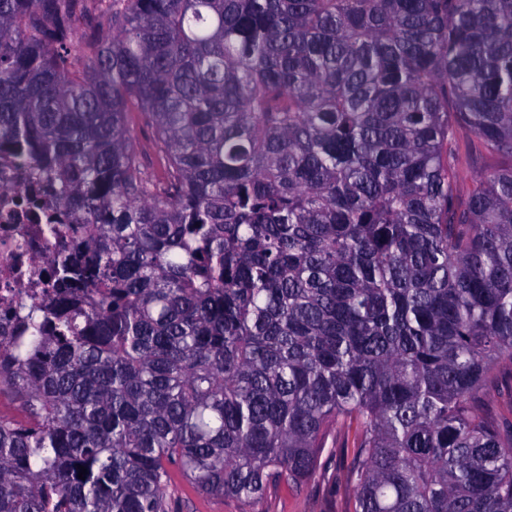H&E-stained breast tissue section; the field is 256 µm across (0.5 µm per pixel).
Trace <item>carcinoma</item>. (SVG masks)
<instances>
[{
	"mask_svg": "<svg viewBox=\"0 0 512 512\" xmlns=\"http://www.w3.org/2000/svg\"><path fill=\"white\" fill-rule=\"evenodd\" d=\"M0 155L75 234L0 343V512L257 500L333 425L351 512H512V0H0ZM496 373L499 377V388L493 389L487 394L485 404L496 412L503 423L507 425L512 421V414L506 406L511 381L510 368L500 365L496 368Z\"/></svg>",
	"mask_w": 512,
	"mask_h": 512,
	"instance_id": "carcinoma-1",
	"label": "carcinoma"
}]
</instances>
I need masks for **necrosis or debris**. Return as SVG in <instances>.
<instances>
[{
  "mask_svg": "<svg viewBox=\"0 0 512 512\" xmlns=\"http://www.w3.org/2000/svg\"><path fill=\"white\" fill-rule=\"evenodd\" d=\"M33 189L24 169L0 161V337L14 335L18 301L49 292L47 258L56 241L44 226L52 210L29 204Z\"/></svg>",
  "mask_w": 512,
  "mask_h": 512,
  "instance_id": "4bbe7bcc",
  "label": "necrosis or debris"
}]
</instances>
